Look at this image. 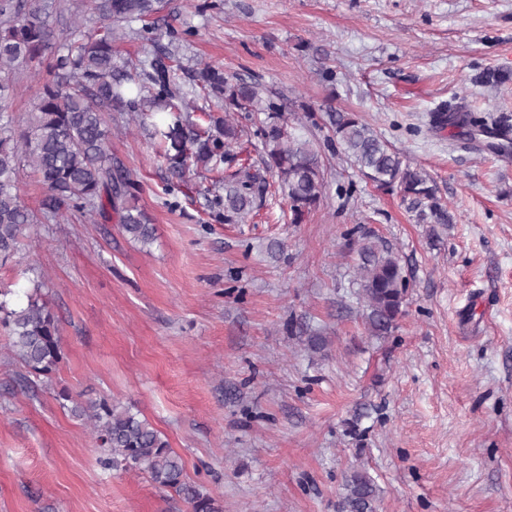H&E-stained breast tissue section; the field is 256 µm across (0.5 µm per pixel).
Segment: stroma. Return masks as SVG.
<instances>
[{"instance_id":"35a3bbf8","label":"stroma","mask_w":512,"mask_h":512,"mask_svg":"<svg viewBox=\"0 0 512 512\" xmlns=\"http://www.w3.org/2000/svg\"><path fill=\"white\" fill-rule=\"evenodd\" d=\"M202 2L172 0L173 22L117 50L154 56L170 24L190 33L184 89L203 61L361 113L430 174L453 221L415 223L399 195L333 157L303 223L272 188L248 223L227 224L210 172L177 179L136 127L113 135L156 241L72 216L35 225L0 268L11 305L50 302L63 356L36 375L0 328V512H190L104 467L65 393L139 411L223 512H336L360 468L376 512H512V164L446 121L457 106L512 115V0ZM367 242L392 249L407 279L386 336L368 335L356 295Z\"/></svg>"}]
</instances>
